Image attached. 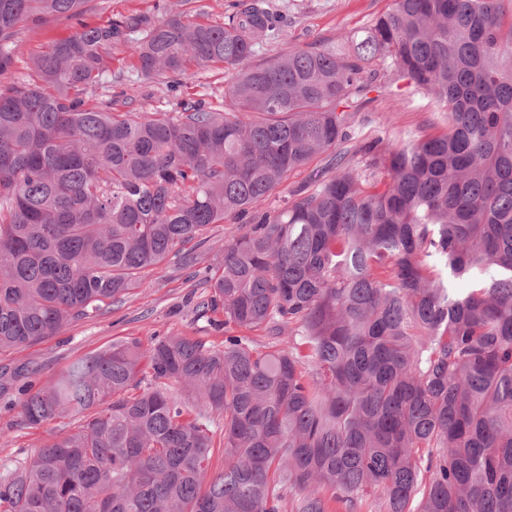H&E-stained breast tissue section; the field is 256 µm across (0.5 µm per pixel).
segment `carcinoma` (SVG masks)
Instances as JSON below:
<instances>
[{
	"instance_id": "1",
	"label": "carcinoma",
	"mask_w": 512,
	"mask_h": 512,
	"mask_svg": "<svg viewBox=\"0 0 512 512\" xmlns=\"http://www.w3.org/2000/svg\"><path fill=\"white\" fill-rule=\"evenodd\" d=\"M90 3L0 0V75L21 28ZM276 27L268 0L222 23L119 15L0 87V351L248 219L201 309L224 313V342L114 341L25 393L26 426L80 423L3 471L0 512H512V17L502 0H393L346 48L250 64ZM136 33L147 79L231 71L224 111L87 105ZM373 60L443 104L446 131L367 140L364 170L253 211L353 139Z\"/></svg>"
}]
</instances>
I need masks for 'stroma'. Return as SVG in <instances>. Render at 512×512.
<instances>
[{
  "label": "stroma",
  "instance_id": "35a3bbf8",
  "mask_svg": "<svg viewBox=\"0 0 512 512\" xmlns=\"http://www.w3.org/2000/svg\"><path fill=\"white\" fill-rule=\"evenodd\" d=\"M234 0H93L92 8L81 20L58 16L41 27L21 30L15 43L14 64L0 76V83L9 85L30 75L29 58L47 42L70 36L79 27L106 24L112 17L135 11L163 15L165 8L184 11L188 20L206 17L223 21ZM280 22L274 36L268 39L253 57V64H263L288 54L289 51L314 43H341L361 27L371 24L386 12L391 0H271ZM134 44H127L112 56L113 70L124 73L122 82L98 89V101L116 99L131 101L139 112L173 110L183 99L202 100L212 108H222L224 90L230 72L218 67L195 68L185 76L177 92L166 90V77L142 79L133 67ZM381 61L364 65L359 77L367 85L364 93H353L354 140L339 147L338 153L314 156L306 165L293 170L271 196L259 202L257 211L271 212L280 208L293 190L308 188L316 171L336 174L339 166L362 167L359 151L363 141L382 137L385 145L395 146L408 136H425L446 127L444 107L406 80L385 76ZM238 222L226 217L213 225L197 253L198 263L190 268L170 260L149 271L142 287L133 290L123 301L106 312L81 319L48 337L26 347L0 353V367L22 370L34 384L57 377L74 361L104 348L115 340L136 338L147 342L155 337L179 334L197 336L209 343L221 344L224 331L210 325L198 315V306L206 301L211 290L206 282L222 257L224 234ZM20 380L8 383L6 395L0 396V465L30 455L52 434L68 431L72 419L56 420L37 428L23 424L14 403L18 401Z\"/></svg>",
  "mask_w": 512,
  "mask_h": 512
}]
</instances>
